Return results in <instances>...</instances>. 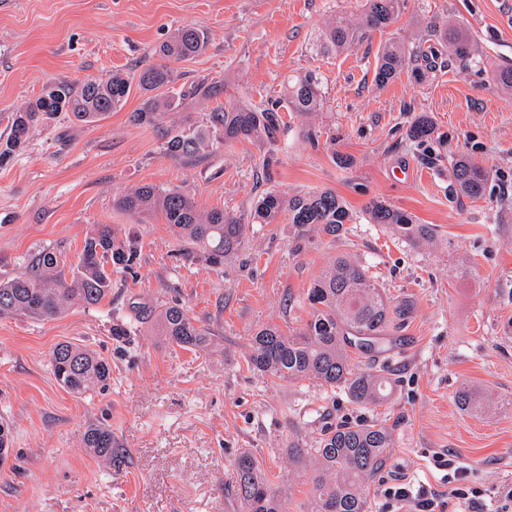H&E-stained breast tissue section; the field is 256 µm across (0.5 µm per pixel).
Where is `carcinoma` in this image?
I'll return each mask as SVG.
<instances>
[{
    "label": "carcinoma",
    "instance_id": "cac0c4a2",
    "mask_svg": "<svg viewBox=\"0 0 512 512\" xmlns=\"http://www.w3.org/2000/svg\"><path fill=\"white\" fill-rule=\"evenodd\" d=\"M406 7V0H365L356 18L338 16L329 21L317 38L315 51L321 56L342 53L362 42L373 32L390 27ZM208 43L206 33L183 28L160 47L167 58L182 59L202 53ZM444 47L463 65L476 59L477 49L459 24L437 17L426 23V34L409 47L396 40L380 45L374 82L384 87L410 68L418 79L425 77L423 62ZM172 82L171 70L150 66L138 84L154 91ZM282 102L286 108L305 117H314L323 108L320 73L307 69L283 80ZM131 83L120 72L107 78L75 84L58 82L37 99L14 112L10 135L0 148V166L9 163L22 150L30 129L47 124L58 113L68 112L78 123L96 122L126 103ZM184 95H152L133 113L139 125L158 127L178 108ZM280 104L257 109L245 104L219 107L209 114L208 124L194 131L168 136L165 150L173 156L191 159L215 144L240 139H262L272 135L278 123ZM433 125L424 115L415 119L409 139L422 143L431 138ZM451 176L457 189L472 200L484 197L489 171L476 159L462 155L451 163ZM113 205L131 215H163L173 234L189 246L187 258L199 255L214 265L237 253L244 245L248 225L231 211L199 210L194 198L181 190H161L152 185L133 187L114 199ZM369 224H382L412 247L435 241L431 224H420L414 217L383 200L370 201L365 209ZM287 218L297 236L317 230L336 236L355 220L344 200L330 189L290 195L270 189L257 200L253 224H277ZM137 258L134 241L117 240L104 226L88 236L77 261H67L51 251L41 252L32 264L14 275L0 279V318L26 316L47 320L60 315L71 303L91 307L112 291V273L133 269ZM309 319L301 328L283 331L265 325L253 334L248 362L255 369L282 380L313 379L331 392H342L352 403L380 405L391 393L392 381L372 368H359L354 355L377 356L392 322L389 298L370 267L358 257L340 253L312 282L306 293ZM153 332L162 341L186 349L205 350L213 344L214 333L198 324L178 303L153 313ZM55 380L68 392L84 395L110 378L111 365L96 352L71 343L57 345L51 354ZM458 406L473 413L483 408V398L474 387L465 385L456 394ZM392 431L374 423L342 424L327 429L314 448L288 443V460L301 464L308 458L318 463L312 479L311 497L305 512H370V481L386 464ZM83 447L94 455L112 461V431L100 425L89 426ZM233 483L245 512H286V503L273 487L269 475L255 458L242 453L234 467Z\"/></svg>",
    "mask_w": 512,
    "mask_h": 512
}]
</instances>
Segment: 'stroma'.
Here are the masks:
<instances>
[{
	"instance_id": "obj_1",
	"label": "stroma",
	"mask_w": 512,
	"mask_h": 512,
	"mask_svg": "<svg viewBox=\"0 0 512 512\" xmlns=\"http://www.w3.org/2000/svg\"><path fill=\"white\" fill-rule=\"evenodd\" d=\"M504 2L407 0L385 32L319 58L311 49L319 29L333 15L356 14L360 0H0V145L15 109L52 83L113 72L133 82L121 110L90 124L59 114L0 166V276L43 250L75 258L99 224L138 245L133 270L113 274L99 305L74 304L49 320L0 319V422L12 431L0 512H243L232 471L245 450L288 512H299L316 463L290 462L289 441L308 448L328 426L377 421L393 428L394 442L371 482L373 512H392L384 490L398 479L448 493V512H496L499 486L512 481V92L493 83L497 65L512 62ZM432 16L466 25L476 62L465 68L444 54L423 81L405 72L377 87L379 46L417 43ZM182 27L209 36L204 52L169 63V91L183 104L161 128L136 124L131 115L147 96L138 75L161 63L160 46ZM308 68L322 75L323 110L313 119L280 110L272 169L260 164L265 139L189 160L165 154L168 130L206 126L214 108L235 101L271 105L282 79ZM203 82L220 95L189 98ZM421 114L435 133L417 143L407 131ZM338 154L350 166H338ZM464 154L491 171L482 199L461 196L451 182L449 163ZM403 167L410 178H398ZM145 184L182 189L205 211L245 215L270 188L331 189L359 219L337 238L253 224L245 247L214 266L183 259L161 215L140 221L114 207L117 195ZM373 199L436 225L434 246L411 247L367 223L361 214ZM341 252L366 263L402 310L389 331L395 348L373 363L394 386L376 408L247 363L256 329L306 323V291ZM465 264L472 278H461ZM175 302L212 329L213 348L152 336L150 315ZM119 326L124 335H113ZM63 342L110 362L105 388L77 396L57 384L50 356ZM467 383L487 390L495 410L461 411L455 395ZM92 424L111 430L115 462L84 448ZM447 456L462 473L453 485L438 465ZM454 487L461 496H451Z\"/></svg>"
}]
</instances>
